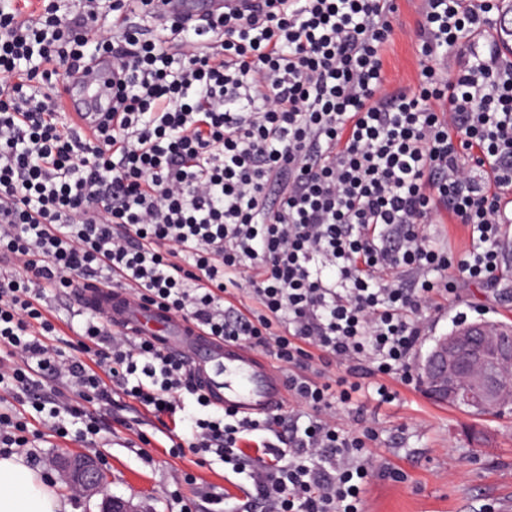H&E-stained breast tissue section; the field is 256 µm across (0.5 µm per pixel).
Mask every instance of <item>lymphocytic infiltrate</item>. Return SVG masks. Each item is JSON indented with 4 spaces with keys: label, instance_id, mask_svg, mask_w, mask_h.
<instances>
[{
    "label": "lymphocytic infiltrate",
    "instance_id": "obj_1",
    "mask_svg": "<svg viewBox=\"0 0 512 512\" xmlns=\"http://www.w3.org/2000/svg\"><path fill=\"white\" fill-rule=\"evenodd\" d=\"M149 2L0 0V353L20 360L0 386L88 442L121 398L189 411L178 452L246 474L242 512H364L366 434L337 429V405L411 383L423 309L497 280L512 58L472 43L498 0H422L417 82L395 90L388 0H254L153 37L123 21ZM102 55L120 78L82 139L57 92ZM444 220L469 232L462 259L424 234ZM90 277L288 365L307 422L215 408L186 362L97 310L59 354L44 291Z\"/></svg>",
    "mask_w": 512,
    "mask_h": 512
}]
</instances>
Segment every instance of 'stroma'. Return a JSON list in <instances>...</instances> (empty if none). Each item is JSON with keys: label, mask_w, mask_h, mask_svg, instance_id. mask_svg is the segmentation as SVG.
Here are the masks:
<instances>
[{"label": "stroma", "mask_w": 512, "mask_h": 512, "mask_svg": "<svg viewBox=\"0 0 512 512\" xmlns=\"http://www.w3.org/2000/svg\"><path fill=\"white\" fill-rule=\"evenodd\" d=\"M397 2L396 32L386 67L393 86L411 87L419 66L415 32L421 2ZM501 242L497 285H463L456 298L428 310L413 365H420L436 339L460 322L512 323V223L503 225ZM82 297L79 288L44 293L60 327L55 344L67 356L77 341L73 329L81 322ZM390 388L391 402L367 396L336 409L337 427H371L378 433L369 456L388 474L368 483L365 512H512V416H471L435 402L419 381L409 386L394 382ZM188 435L179 418L159 420L132 404L113 409L105 420L97 456L108 494L131 502L138 512H181L185 502L195 504L196 512H208L205 494L212 490L224 494L227 507L241 505L251 491L245 475L225 469L210 454H171L172 443ZM89 450L84 443L49 436L32 450L37 469L54 480L73 512H100L101 499L75 496L59 480L52 460L61 452Z\"/></svg>", "instance_id": "1"}]
</instances>
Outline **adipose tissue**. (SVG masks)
<instances>
[{"instance_id":"obj_1","label":"adipose tissue","mask_w":512,"mask_h":512,"mask_svg":"<svg viewBox=\"0 0 512 512\" xmlns=\"http://www.w3.org/2000/svg\"><path fill=\"white\" fill-rule=\"evenodd\" d=\"M0 512H72L36 469L16 455H0Z\"/></svg>"}]
</instances>
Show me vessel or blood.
Here are the masks:
<instances>
[{
  "mask_svg": "<svg viewBox=\"0 0 512 512\" xmlns=\"http://www.w3.org/2000/svg\"><path fill=\"white\" fill-rule=\"evenodd\" d=\"M239 0H152L155 16L179 21L203 13H220L237 7ZM111 59L93 69L74 74L61 91V106L82 132H89L104 113L111 92L105 73ZM88 308L102 311L109 323L142 336L152 333L170 352L185 360L202 382L212 403L246 417H263L282 409L287 384L250 349L202 335L185 320L170 316L150 304L132 303L118 288L90 283L84 288Z\"/></svg>",
  "mask_w": 512,
  "mask_h": 512,
  "instance_id": "1",
  "label": "vessel or blood"
}]
</instances>
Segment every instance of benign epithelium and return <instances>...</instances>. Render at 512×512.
I'll return each instance as SVG.
<instances>
[{
  "label": "benign epithelium",
  "mask_w": 512,
  "mask_h": 512,
  "mask_svg": "<svg viewBox=\"0 0 512 512\" xmlns=\"http://www.w3.org/2000/svg\"><path fill=\"white\" fill-rule=\"evenodd\" d=\"M512 369V327L477 321L439 337L421 365L433 395L444 403L462 401L476 409L503 401L500 377ZM54 469L86 497L102 496V512H137L128 501L106 493L97 459L75 452L58 457Z\"/></svg>",
  "instance_id": "7a95c632"
}]
</instances>
